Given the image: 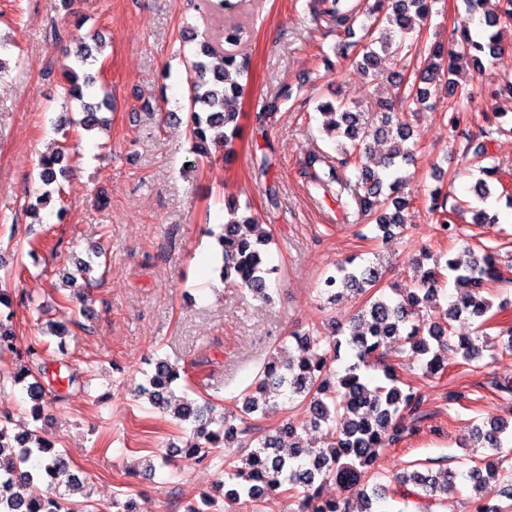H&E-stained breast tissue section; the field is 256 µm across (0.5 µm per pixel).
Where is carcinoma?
Returning a JSON list of instances; mask_svg holds the SVG:
<instances>
[{
  "instance_id": "1",
  "label": "carcinoma",
  "mask_w": 512,
  "mask_h": 512,
  "mask_svg": "<svg viewBox=\"0 0 512 512\" xmlns=\"http://www.w3.org/2000/svg\"><path fill=\"white\" fill-rule=\"evenodd\" d=\"M310 0L311 13L324 18L329 28L350 32L359 26L363 32L358 52L349 54L350 45L342 44L337 56L348 62L338 70L342 77L357 75L376 79L389 61L395 70L387 79L394 87L393 96L380 97L376 105L361 110L343 98L321 102L316 110L323 116L319 128L335 144L336 156L314 152L305 159V169L313 184L336 202L342 213L355 203L358 216L388 239L402 228L401 211L413 197L406 192L410 177L404 166L414 161L418 142L415 130L405 113L434 109V92L441 89L446 96L450 129L457 138L470 140L467 120L476 97L498 98L506 94L512 99V80L494 87L478 82L499 51L498 33L512 26V0H462L465 13L478 17L476 30L464 24L454 28L448 41H435L423 64L414 69L415 79L404 77L406 67L418 54L411 41L418 27L433 15L434 5L441 0ZM241 0H217L211 4L215 15V35L198 43L193 59L187 64V127L195 142L189 167L197 168L211 159L209 147L224 148V156L233 153L239 137V113L230 108L244 93L240 78L248 72L249 63L238 52L240 44L250 36V29L240 19ZM69 51L72 56L71 78L77 70L94 58L102 47V37L77 36ZM464 86H459V80ZM64 97L79 102L84 117L77 121L86 130L99 124L97 113L112 109V92L94 81L64 90ZM388 144L379 157L372 153V143ZM64 151L59 148L43 155L38 178L49 186L66 177L62 165ZM463 157L479 165L485 178L472 188L471 199L448 207L439 203L440 190L431 194L430 211L436 214L439 231L448 238H461L456 219L462 212L472 214L476 224H493L496 216L484 208L491 196L488 180L499 178L500 168L485 161L491 159L484 148L465 147ZM271 243V232L259 220L241 211L238 199L224 197V229L216 245L220 252L221 282L246 288L257 298L269 302V275L276 267L268 266L264 247ZM416 280L412 287L388 295L381 284V273L373 265H356L348 259L336 263L334 270L319 281V291L334 300L347 293L366 296L348 331L339 337L318 336L312 332L294 334L292 338L303 350L292 355L285 345L275 347V354L244 391L245 416L234 424L224 415L214 416L215 405H202L187 396L175 394L183 368L166 360L155 363L154 372L138 387L137 396L146 398L154 407L170 412L181 423L192 425L201 439L185 449L188 456L207 454L212 448H231L237 444L249 447L257 442L240 462L228 461L224 468L231 488L226 495L242 502L251 512L271 492L283 491L300 496L297 512H373L374 500L386 494L388 487L369 485L372 468L379 455L405 435L416 430V423L426 413L423 395L404 381L397 371L398 363L385 361V354L395 349L424 356L425 372L443 375L448 360L441 357L432 343L448 346L452 322L468 317L477 322L474 336H459L455 350L469 366L479 368L482 352L496 347V339L486 332L491 318V303L483 296L486 285L502 278L494 255L475 256L464 248L445 262L435 261L426 268L415 260ZM452 278L460 288L457 299L447 308L429 305L441 286ZM11 316L0 314V350L8 349L17 356L31 357L34 347L26 351L16 348V334L8 324ZM16 384L27 383L31 401L39 403L44 390L36 373L28 365L10 373ZM32 382H27V379ZM284 395L289 402L309 407L317 425H325V446L303 445L291 422L280 424L277 436H252L248 415L266 413L277 406L271 398ZM11 418H0V512H88L87 502L69 499L78 484L65 455L41 435L37 428L10 433ZM288 437L289 445L281 447L280 437ZM475 442L492 454L469 468L467 480L472 495L468 497L470 512H512V473L502 470L500 462L512 456V425L504 420L475 426ZM455 473L447 467L405 470L391 477L394 492L403 500L410 497L432 499L448 493ZM494 480L503 484V493L511 504L503 507L486 505L477 495L482 485ZM334 482L347 492L342 499H323V485ZM47 484L42 491L38 485Z\"/></svg>"
}]
</instances>
